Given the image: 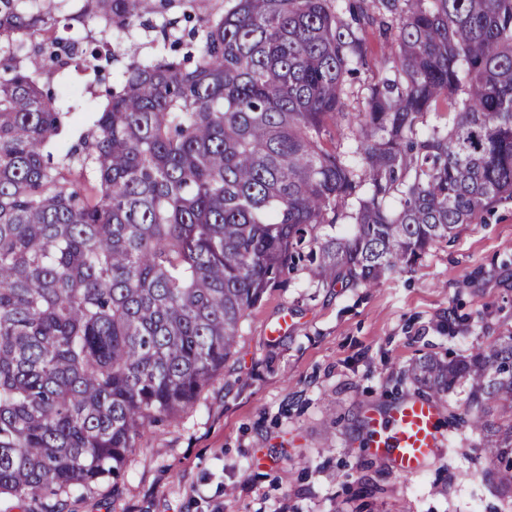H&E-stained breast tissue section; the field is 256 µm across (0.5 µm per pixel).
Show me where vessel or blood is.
Returning <instances> with one entry per match:
<instances>
[{
  "instance_id": "obj_1",
  "label": "vessel or blood",
  "mask_w": 512,
  "mask_h": 512,
  "mask_svg": "<svg viewBox=\"0 0 512 512\" xmlns=\"http://www.w3.org/2000/svg\"><path fill=\"white\" fill-rule=\"evenodd\" d=\"M440 416V403L419 395L406 396L385 409H369L364 416L369 431L366 451L399 473H419L445 445Z\"/></svg>"
}]
</instances>
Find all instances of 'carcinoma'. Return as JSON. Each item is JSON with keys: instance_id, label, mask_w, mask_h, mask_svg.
Returning a JSON list of instances; mask_svg holds the SVG:
<instances>
[{"instance_id": "carcinoma-1", "label": "carcinoma", "mask_w": 512, "mask_h": 512, "mask_svg": "<svg viewBox=\"0 0 512 512\" xmlns=\"http://www.w3.org/2000/svg\"><path fill=\"white\" fill-rule=\"evenodd\" d=\"M67 2L0 0V495L19 499L117 482L285 271L373 288L512 198V0H83L87 41L56 35ZM374 27L386 76L356 91ZM138 29L165 51L54 158L72 112L47 83ZM411 378L437 399L469 384L466 422L512 489V424L486 419L512 412V336Z\"/></svg>"}]
</instances>
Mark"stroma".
<instances>
[{"instance_id":"stroma-1","label":"stroma","mask_w":512,"mask_h":512,"mask_svg":"<svg viewBox=\"0 0 512 512\" xmlns=\"http://www.w3.org/2000/svg\"><path fill=\"white\" fill-rule=\"evenodd\" d=\"M124 48L101 77L73 66L53 79L77 116L73 135L99 111L102 86L157 44L141 31ZM511 335V198L377 287L284 274L197 404L149 427L120 483L75 488L55 512H497L499 481L473 464L475 436L451 418L466 386L443 398L446 445L414 476L364 453L362 415L416 393L409 371L419 358H461Z\"/></svg>"}]
</instances>
